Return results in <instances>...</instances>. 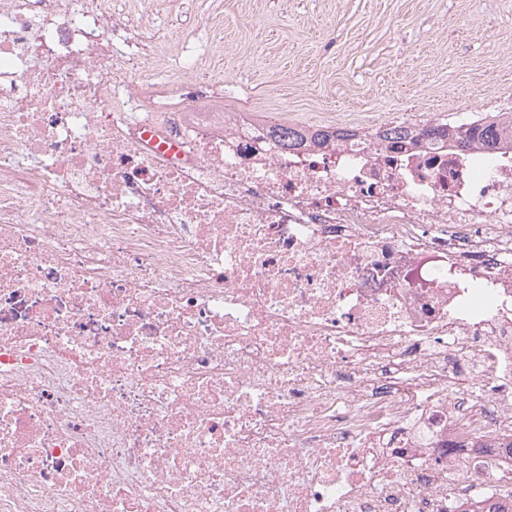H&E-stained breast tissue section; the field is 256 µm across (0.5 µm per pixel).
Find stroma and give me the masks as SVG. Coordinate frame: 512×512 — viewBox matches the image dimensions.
<instances>
[{
  "label": "stroma",
  "instance_id": "obj_1",
  "mask_svg": "<svg viewBox=\"0 0 512 512\" xmlns=\"http://www.w3.org/2000/svg\"><path fill=\"white\" fill-rule=\"evenodd\" d=\"M112 10L131 29L150 26L169 59L154 81L208 48L225 104H252L259 120L512 113V0H171L150 11L112 0Z\"/></svg>",
  "mask_w": 512,
  "mask_h": 512
}]
</instances>
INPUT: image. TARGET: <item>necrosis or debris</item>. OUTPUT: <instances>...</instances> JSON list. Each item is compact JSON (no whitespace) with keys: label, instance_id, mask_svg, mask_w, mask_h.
Here are the masks:
<instances>
[{"label":"necrosis or debris","instance_id":"obj_1","mask_svg":"<svg viewBox=\"0 0 512 512\" xmlns=\"http://www.w3.org/2000/svg\"><path fill=\"white\" fill-rule=\"evenodd\" d=\"M152 42L0 0V512H512V149H285Z\"/></svg>","mask_w":512,"mask_h":512}]
</instances>
